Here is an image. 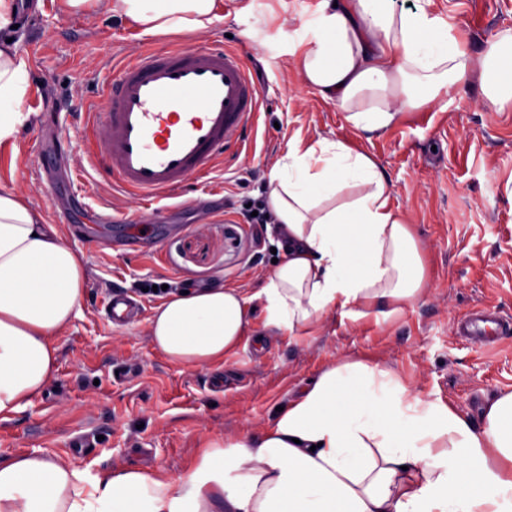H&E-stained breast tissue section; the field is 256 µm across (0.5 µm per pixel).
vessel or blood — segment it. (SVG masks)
<instances>
[{
    "label": "vessel or blood",
    "mask_w": 512,
    "mask_h": 512,
    "mask_svg": "<svg viewBox=\"0 0 512 512\" xmlns=\"http://www.w3.org/2000/svg\"><path fill=\"white\" fill-rule=\"evenodd\" d=\"M261 91L242 56L221 46L172 41L129 56L103 87L83 126L88 159L113 187L139 200L183 191L224 158L236 133L253 121ZM134 300L118 294L108 317L127 322ZM512 331V320L474 309L456 324L484 339Z\"/></svg>",
    "instance_id": "obj_1"
}]
</instances>
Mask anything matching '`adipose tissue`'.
<instances>
[{"label":"adipose tissue","mask_w":512,"mask_h":512,"mask_svg":"<svg viewBox=\"0 0 512 512\" xmlns=\"http://www.w3.org/2000/svg\"><path fill=\"white\" fill-rule=\"evenodd\" d=\"M61 12L124 16L145 31L202 32L224 0H58ZM294 22L263 42L302 83L339 102L359 133L379 135L444 100L469 56L445 20L394 0H294ZM16 0H0V144L30 113L26 59L11 36ZM483 89L512 103V36L484 57ZM265 201L288 252L248 297L211 285L158 305L148 334L168 359L204 367L235 351L259 303L265 325L307 332L317 315L411 303L426 266L410 224L367 152L350 142L291 139ZM86 281L78 253L42 207L0 187V415L43 392L57 371L51 339L77 315ZM0 512H512V391L481 427L360 357L326 368L257 432L201 441L183 471L107 474L37 454L0 458Z\"/></svg>","instance_id":"ef3b65f1"}]
</instances>
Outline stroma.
Returning a JSON list of instances; mask_svg holds the SVG:
<instances>
[{"instance_id": "1", "label": "stroma", "mask_w": 512, "mask_h": 512, "mask_svg": "<svg viewBox=\"0 0 512 512\" xmlns=\"http://www.w3.org/2000/svg\"><path fill=\"white\" fill-rule=\"evenodd\" d=\"M429 9L461 34L468 77L454 101L432 103L371 138L356 135L343 110L303 85L292 65L262 62L233 18L180 34L240 52L261 102L238 158L147 210L89 164L81 129L123 48L143 40L159 46L167 34L119 16L63 13L56 0L23 18L18 50L30 64L23 109L34 117L0 144V186L41 203L47 223L82 252L87 281L76 317L52 339L54 379L0 419V457L35 452L95 472L177 473L202 437L259 430L277 406L347 357L378 362L481 426L488 400L512 390V335L487 347L453 326L479 306L512 318V108L487 101L481 79L492 42L512 32V0H432ZM295 136L353 139L373 156L422 250L427 293L388 314L331 311L307 333L265 327L257 309L223 362L172 363L148 336L168 294L220 282L250 296L272 273L279 237L273 225H251V210L263 204L268 175ZM115 291L142 306L129 325L107 317Z\"/></svg>"}]
</instances>
